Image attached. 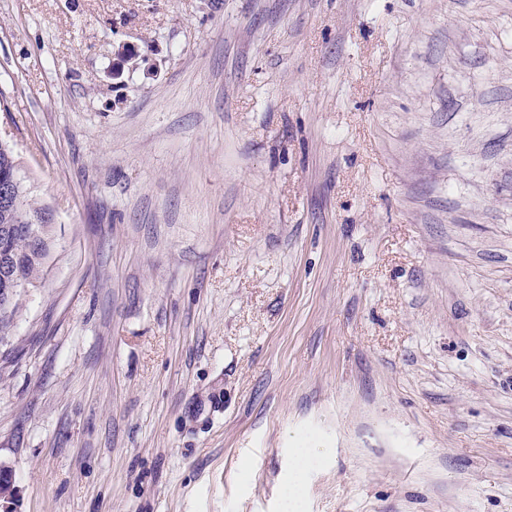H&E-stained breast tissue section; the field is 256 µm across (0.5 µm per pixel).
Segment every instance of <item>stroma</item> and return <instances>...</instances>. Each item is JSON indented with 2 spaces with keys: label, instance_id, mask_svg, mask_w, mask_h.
I'll list each match as a JSON object with an SVG mask.
<instances>
[{
  "label": "stroma",
  "instance_id": "stroma-1",
  "mask_svg": "<svg viewBox=\"0 0 512 512\" xmlns=\"http://www.w3.org/2000/svg\"><path fill=\"white\" fill-rule=\"evenodd\" d=\"M0 140L11 512H512V0H0ZM14 152L9 148H0V179L9 176L19 169ZM23 180L18 172L13 173L10 180H0V203L2 205H18L20 201V187ZM46 207L31 199L29 192L19 203L18 209L9 211L0 208V228L4 224L3 234L12 235L18 233H32L30 224H17L21 220H36L46 211ZM0 230V253L11 252L17 258V264L13 270L11 284L3 282L2 277L11 271V260L7 255L0 257V296L13 289L16 281L23 282L29 288L36 287L45 275L47 258L49 256V242H46L43 252H35L31 243L24 237H4Z\"/></svg>",
  "mask_w": 512,
  "mask_h": 512
}]
</instances>
